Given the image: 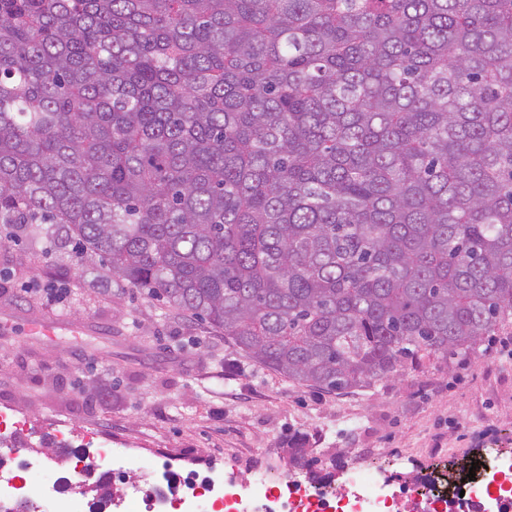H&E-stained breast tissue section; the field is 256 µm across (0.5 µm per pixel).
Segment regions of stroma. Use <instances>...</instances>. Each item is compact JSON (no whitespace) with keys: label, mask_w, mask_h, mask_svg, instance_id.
Listing matches in <instances>:
<instances>
[{"label":"stroma","mask_w":512,"mask_h":512,"mask_svg":"<svg viewBox=\"0 0 512 512\" xmlns=\"http://www.w3.org/2000/svg\"><path fill=\"white\" fill-rule=\"evenodd\" d=\"M97 257L76 261L41 225L0 232V404L22 421L5 470L50 461L66 496L73 455L111 431L153 472L147 493L170 495L189 473L249 478L266 460L270 481L345 486L363 457L389 492L414 475L466 476L476 457L512 458V318L455 368L438 360L366 388L327 392L237 354L223 332L143 292L118 289ZM92 324L89 332L19 334L16 312ZM235 361L234 371L225 362ZM97 397L88 398V389ZM67 420L54 455L52 418ZM307 452L294 461L292 442Z\"/></svg>","instance_id":"1"}]
</instances>
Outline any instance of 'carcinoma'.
<instances>
[{
    "label": "carcinoma",
    "mask_w": 512,
    "mask_h": 512,
    "mask_svg": "<svg viewBox=\"0 0 512 512\" xmlns=\"http://www.w3.org/2000/svg\"><path fill=\"white\" fill-rule=\"evenodd\" d=\"M0 224L344 392L512 314V0H0Z\"/></svg>",
    "instance_id": "1"
}]
</instances>
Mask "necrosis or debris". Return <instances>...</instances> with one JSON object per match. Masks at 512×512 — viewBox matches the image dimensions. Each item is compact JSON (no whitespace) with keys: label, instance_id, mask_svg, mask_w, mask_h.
Returning a JSON list of instances; mask_svg holds the SVG:
<instances>
[{"label":"necrosis or debris","instance_id":"obj_1","mask_svg":"<svg viewBox=\"0 0 512 512\" xmlns=\"http://www.w3.org/2000/svg\"><path fill=\"white\" fill-rule=\"evenodd\" d=\"M91 456L76 459L75 476L98 469L123 471L133 460L112 445V435L101 432L90 442ZM351 478L345 488L326 494L321 486L299 480L276 484L263 467L253 470L249 484L236 479L200 483L161 499L163 512H512V463L487 466L479 479L469 482L463 493L448 495L442 507L419 492L422 477L413 478L412 493L399 497L388 493L361 461L352 460Z\"/></svg>","mask_w":512,"mask_h":512}]
</instances>
